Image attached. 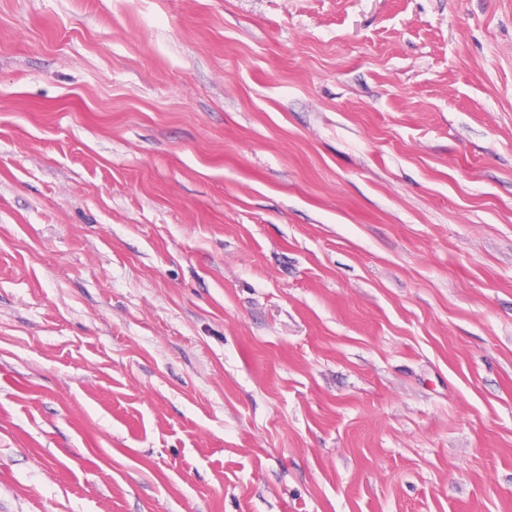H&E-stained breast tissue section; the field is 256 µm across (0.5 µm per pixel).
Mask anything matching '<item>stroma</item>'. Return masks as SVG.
I'll return each mask as SVG.
<instances>
[{"label": "stroma", "mask_w": 512, "mask_h": 512, "mask_svg": "<svg viewBox=\"0 0 512 512\" xmlns=\"http://www.w3.org/2000/svg\"><path fill=\"white\" fill-rule=\"evenodd\" d=\"M0 512H512V0H0Z\"/></svg>", "instance_id": "obj_1"}]
</instances>
